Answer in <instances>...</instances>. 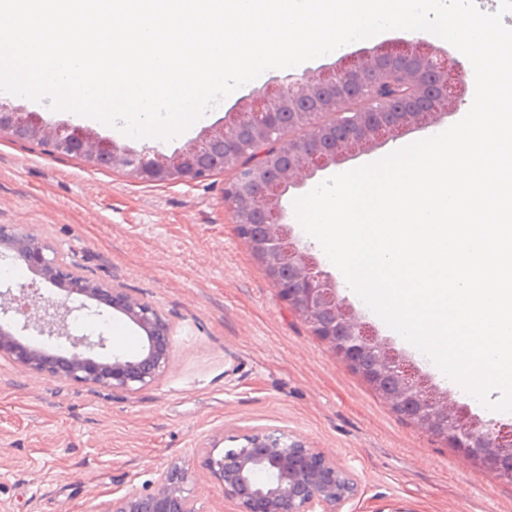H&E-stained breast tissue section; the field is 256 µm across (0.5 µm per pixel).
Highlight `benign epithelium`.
Segmentation results:
<instances>
[{"mask_svg":"<svg viewBox=\"0 0 512 512\" xmlns=\"http://www.w3.org/2000/svg\"><path fill=\"white\" fill-rule=\"evenodd\" d=\"M462 76V63L448 49L420 38L400 39L252 93L170 155L120 146L68 124L51 125L20 106L2 103L0 137L20 136L139 182L194 184L227 168L235 170L234 181L225 188L231 222L279 297L399 416L462 453L491 478L510 481L512 427L467 417L449 404L447 394L338 293L331 274L295 239L281 206L288 187L304 184L349 154L369 151L409 127H423L454 111L464 94ZM353 90L371 107L351 110ZM286 115L310 130L308 136L286 137ZM0 242L63 298L44 297L34 281L1 291L0 312L11 318L0 322V359L37 375L117 391L144 387L169 368L170 329L155 305L75 273L16 225H0ZM86 298L122 312L145 332L140 356H109L106 336L71 333L65 317L86 309ZM15 328L68 344L70 356L21 343ZM244 441L219 458H206L224 498L235 502L239 512H341L356 495L348 474L301 440L288 443L274 434L254 433ZM181 482L180 473L168 471L152 491L114 498L102 512H196Z\"/></svg>","mask_w":512,"mask_h":512,"instance_id":"obj_1","label":"benign epithelium"}]
</instances>
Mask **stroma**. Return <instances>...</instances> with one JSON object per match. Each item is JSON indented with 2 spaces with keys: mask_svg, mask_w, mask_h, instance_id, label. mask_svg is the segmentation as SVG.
<instances>
[{
  "mask_svg": "<svg viewBox=\"0 0 512 512\" xmlns=\"http://www.w3.org/2000/svg\"><path fill=\"white\" fill-rule=\"evenodd\" d=\"M288 75L265 71L169 141L135 139L101 122L92 128L117 143L169 154L253 90ZM464 81L455 112L318 173L306 187L459 122L474 98L473 73ZM231 177L227 171L197 184L139 183L76 157L0 140V224L24 227L79 274L161 308L172 342L168 370L128 392L0 360V512H101L112 498L146 492L158 472L174 468L198 512H237L205 458L257 431L300 439L349 473L358 494L342 512H512V485L392 412L279 299L227 214ZM301 195L292 188L282 198L293 234L312 246L359 315L452 400L512 424V413L480 404L346 285L296 219ZM97 325L109 352L141 353L143 333L122 314L104 308Z\"/></svg>",
  "mask_w": 512,
  "mask_h": 512,
  "instance_id": "35a3bbf8",
  "label": "stroma"
}]
</instances>
